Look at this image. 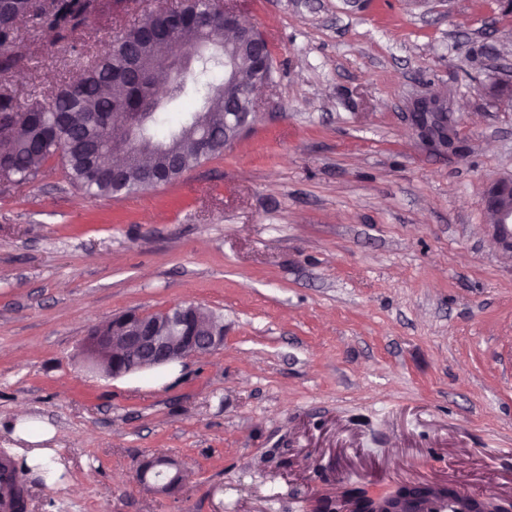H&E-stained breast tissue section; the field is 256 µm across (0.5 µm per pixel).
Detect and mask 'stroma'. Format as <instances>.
<instances>
[{"instance_id":"35a3bbf8","label":"stroma","mask_w":512,"mask_h":512,"mask_svg":"<svg viewBox=\"0 0 512 512\" xmlns=\"http://www.w3.org/2000/svg\"><path fill=\"white\" fill-rule=\"evenodd\" d=\"M181 0H104L67 46L24 23L26 99L78 77L129 21ZM274 57L262 119L172 183L91 197L58 160L0 179V448L55 429L65 489L27 512H326L426 484L512 500V253L481 196L512 174L505 0H238ZM448 100L467 150L433 154L409 102ZM193 302L224 345L111 378L81 344ZM169 455L167 495L136 478ZM54 430L45 423L31 425L27 416H20L14 425V438H20L29 444H40L54 437Z\"/></svg>"}]
</instances>
